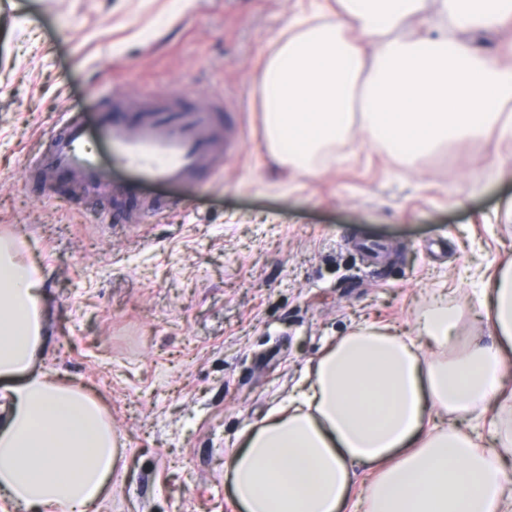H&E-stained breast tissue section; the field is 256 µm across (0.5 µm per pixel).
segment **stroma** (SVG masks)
Here are the masks:
<instances>
[{"label": "stroma", "mask_w": 512, "mask_h": 512, "mask_svg": "<svg viewBox=\"0 0 512 512\" xmlns=\"http://www.w3.org/2000/svg\"><path fill=\"white\" fill-rule=\"evenodd\" d=\"M309 0H9L0 6V236L38 270L36 371L105 401L126 467L99 512H239L224 463L287 404L324 347L365 325L403 336L434 300L485 332L474 293L512 254V139L405 162L360 129L328 166L270 156L256 77ZM223 99L242 132L223 176L135 201L27 163L61 113L95 125L113 89Z\"/></svg>", "instance_id": "1"}]
</instances>
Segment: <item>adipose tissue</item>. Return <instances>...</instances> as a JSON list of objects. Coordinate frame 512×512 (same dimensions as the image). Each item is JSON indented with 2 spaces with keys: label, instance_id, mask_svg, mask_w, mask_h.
Instances as JSON below:
<instances>
[{
  "label": "adipose tissue",
  "instance_id": "ef3b65f1",
  "mask_svg": "<svg viewBox=\"0 0 512 512\" xmlns=\"http://www.w3.org/2000/svg\"><path fill=\"white\" fill-rule=\"evenodd\" d=\"M337 3L339 21L296 17L258 76L277 162L314 170L355 123L403 158L492 124L512 137L511 64L445 34L400 37L423 0ZM440 16L491 29L512 18V0H440ZM42 296L37 269L0 238V495L17 512H90L123 454L97 397L35 371ZM478 304L495 341L454 355L461 314L444 301L415 336L367 325L327 345L225 463L241 512H512V258ZM490 412L488 435L457 426ZM439 413L449 424L433 425Z\"/></svg>",
  "mask_w": 512,
  "mask_h": 512
}]
</instances>
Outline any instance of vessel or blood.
I'll return each mask as SVG.
<instances>
[{
    "mask_svg": "<svg viewBox=\"0 0 512 512\" xmlns=\"http://www.w3.org/2000/svg\"><path fill=\"white\" fill-rule=\"evenodd\" d=\"M220 109L216 101L188 104L177 90L163 96L116 91L101 138L116 162L136 177L183 185L200 171L220 172L225 157L237 150L235 133L217 132ZM34 166L45 183L56 177L83 183L109 179L99 166L87 127L72 116L43 140Z\"/></svg>",
    "mask_w": 512,
    "mask_h": 512,
    "instance_id": "obj_1",
    "label": "vessel or blood"
}]
</instances>
